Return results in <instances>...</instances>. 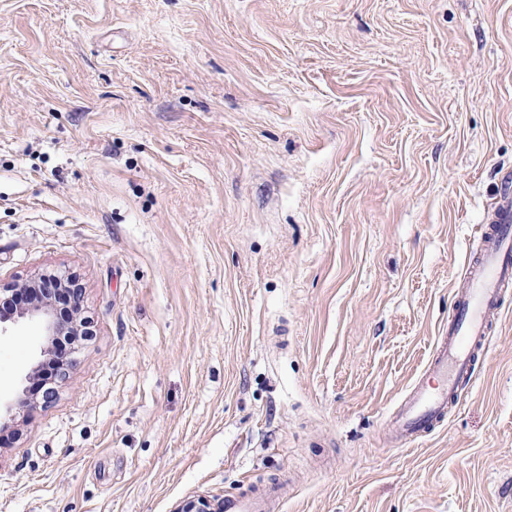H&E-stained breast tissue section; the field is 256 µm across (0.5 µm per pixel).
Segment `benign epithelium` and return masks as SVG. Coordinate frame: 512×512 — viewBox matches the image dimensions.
I'll use <instances>...</instances> for the list:
<instances>
[{"label":"benign epithelium","instance_id":"benign-epithelium-1","mask_svg":"<svg viewBox=\"0 0 512 512\" xmlns=\"http://www.w3.org/2000/svg\"><path fill=\"white\" fill-rule=\"evenodd\" d=\"M82 288L66 275H39L22 284L0 288V334L21 321L35 324L44 345L41 353H54L57 342L71 343L92 335L91 321L82 316ZM174 512H224V501L197 496L182 501Z\"/></svg>","mask_w":512,"mask_h":512}]
</instances>
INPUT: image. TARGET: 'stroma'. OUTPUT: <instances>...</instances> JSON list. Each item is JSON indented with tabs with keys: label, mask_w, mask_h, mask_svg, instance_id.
<instances>
[{
	"label": "stroma",
	"mask_w": 512,
	"mask_h": 512,
	"mask_svg": "<svg viewBox=\"0 0 512 512\" xmlns=\"http://www.w3.org/2000/svg\"><path fill=\"white\" fill-rule=\"evenodd\" d=\"M505 193L512 0H0V284L71 274L93 329L0 512H512V288L390 428ZM276 492L273 488L259 496H228L223 500L197 496L182 501L174 512H267Z\"/></svg>",
	"instance_id": "obj_1"
}]
</instances>
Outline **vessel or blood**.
<instances>
[{
	"mask_svg": "<svg viewBox=\"0 0 512 512\" xmlns=\"http://www.w3.org/2000/svg\"><path fill=\"white\" fill-rule=\"evenodd\" d=\"M480 238V258L466 272L467 286L457 296L448 333L440 337L425 371L391 421L397 439H410L440 423L460 385L473 378L471 347L484 342L491 316L512 287V198L500 199L493 224ZM275 496L272 490L252 497L229 496L224 512H268Z\"/></svg>",
	"mask_w": 512,
	"mask_h": 512,
	"instance_id": "b4317fda",
	"label": "vessel or blood"
}]
</instances>
